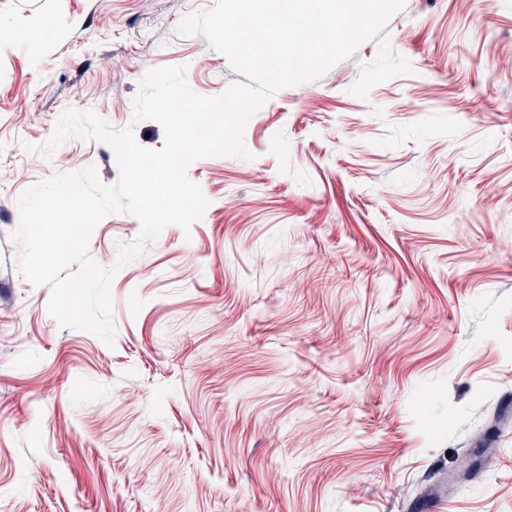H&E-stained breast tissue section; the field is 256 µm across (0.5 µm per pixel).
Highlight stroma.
Listing matches in <instances>:
<instances>
[{
    "instance_id": "1",
    "label": "stroma",
    "mask_w": 512,
    "mask_h": 512,
    "mask_svg": "<svg viewBox=\"0 0 512 512\" xmlns=\"http://www.w3.org/2000/svg\"><path fill=\"white\" fill-rule=\"evenodd\" d=\"M215 0H0V512H512V0H406L380 35L193 162L209 204L118 271L113 345L18 270V199L140 145L148 69L238 81L177 32ZM36 152H28V145ZM140 223L93 230L116 266Z\"/></svg>"
}]
</instances>
